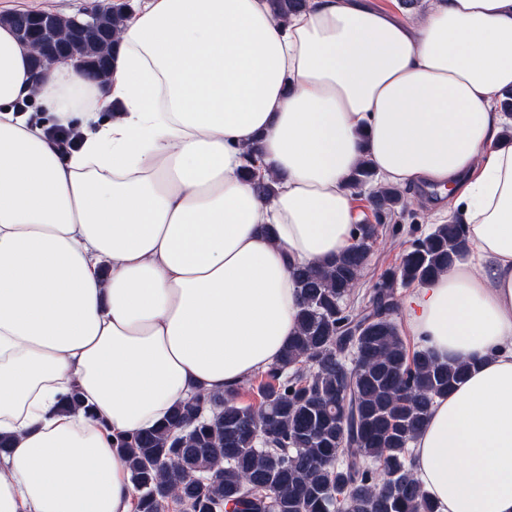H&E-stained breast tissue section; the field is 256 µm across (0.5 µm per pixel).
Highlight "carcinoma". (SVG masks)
Returning <instances> with one entry per match:
<instances>
[{"label": "carcinoma", "instance_id": "obj_1", "mask_svg": "<svg viewBox=\"0 0 512 512\" xmlns=\"http://www.w3.org/2000/svg\"><path fill=\"white\" fill-rule=\"evenodd\" d=\"M286 21L307 0H270ZM125 14L101 13L75 36L59 16L58 42L94 79H107ZM7 23L40 49L37 21ZM375 171L366 160L352 175L358 194ZM374 224L353 225V246L328 265L293 271L302 296L298 331L262 371L257 407L241 406V389L199 393L175 405L164 422L116 445L129 464L136 512H437L414 472L411 443L435 399L471 372L468 362H441L428 349L408 352L396 324L398 287L446 271L463 249L466 225L437 224L415 236L398 266L351 306L378 225L407 208L403 194L378 185L368 196ZM263 434H256L255 418Z\"/></svg>", "mask_w": 512, "mask_h": 512}]
</instances>
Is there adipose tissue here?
<instances>
[{
    "mask_svg": "<svg viewBox=\"0 0 512 512\" xmlns=\"http://www.w3.org/2000/svg\"><path fill=\"white\" fill-rule=\"evenodd\" d=\"M427 2L402 21L308 0L284 22L268 0H134L105 93L0 24V512H134L114 435L276 362L292 268L353 244L366 156L468 227L402 304L424 347L476 364L412 443L416 477L437 512H512V0ZM75 389L85 408L62 410Z\"/></svg>",
    "mask_w": 512,
    "mask_h": 512,
    "instance_id": "obj_1",
    "label": "adipose tissue"
}]
</instances>
